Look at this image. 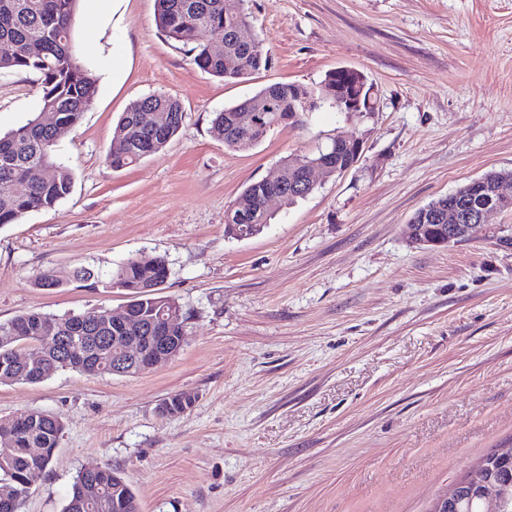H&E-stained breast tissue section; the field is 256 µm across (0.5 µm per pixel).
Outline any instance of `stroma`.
Wrapping results in <instances>:
<instances>
[{
    "label": "stroma",
    "mask_w": 512,
    "mask_h": 512,
    "mask_svg": "<svg viewBox=\"0 0 512 512\" xmlns=\"http://www.w3.org/2000/svg\"><path fill=\"white\" fill-rule=\"evenodd\" d=\"M268 69L227 82L202 71L155 20V0H80L76 51L97 96L60 144L73 183L55 208L0 228V321L105 307L128 258L163 257V292L188 313L187 342L136 376L61 371L0 384V419L61 417L50 467L19 512H62L81 470L109 467L141 512H427L490 450L512 442V247L494 230L445 247L413 243L418 209L491 170H512V0H248ZM346 66L368 112L322 107L245 151L211 119L278 82L307 86ZM179 100L159 153L105 161L141 97ZM34 74L0 77V134L37 108ZM336 136L363 142L246 238L226 211L282 160ZM95 270L96 288L33 286L53 269ZM177 392L194 406L164 416ZM197 400L195 394L180 392L164 399L158 406V411L164 416H176L191 409Z\"/></svg>",
    "instance_id": "stroma-1"
}]
</instances>
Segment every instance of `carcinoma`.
<instances>
[{"label": "carcinoma", "instance_id": "obj_1", "mask_svg": "<svg viewBox=\"0 0 512 512\" xmlns=\"http://www.w3.org/2000/svg\"><path fill=\"white\" fill-rule=\"evenodd\" d=\"M79 0H0V76L25 71L39 76L38 111L53 112L54 123L44 125L31 115L23 125L0 136V227L19 222L32 211L51 209L69 193L73 173L58 155L57 133L77 127L92 105L98 91L95 71L82 60L73 46L74 19ZM246 0H156V23L165 35L190 46L193 61L202 70L226 80L244 79L270 64L263 51H254L237 38L240 28L249 26ZM343 68L326 74L315 87L295 83H275L256 96L217 112L212 132L233 150H246L258 144L279 126L301 125L306 110L303 103L312 98L323 101L326 89L344 85ZM267 101L271 111L260 115L255 102ZM147 110L166 114L165 124L153 128L140 121ZM182 104L164 94H151L129 104L117 124L105 159L114 169L132 166L162 148L179 132L184 122ZM328 158L334 165L345 162L351 150L325 146L285 159L281 164L280 197L290 205L307 197L313 187L303 184L302 163L307 159ZM36 167L49 169L39 181L30 178ZM269 187L262 181L250 184L237 198L225 217V231L235 237L257 233L269 214L265 197ZM487 203L463 185L455 197H440L419 209L410 223L421 225L422 236L438 246L448 231V208L477 211ZM168 278V267L161 257L140 256L127 259L113 272L106 287L119 285L129 292V321L112 324L102 320L103 309L83 312L85 323L70 326L68 316L27 312L0 323V383H40L59 371L71 369L83 374L105 375L109 365L94 355L99 339L113 336H178L188 316L160 288ZM73 282L99 283L88 267H77L60 275L44 271L33 285L44 290L63 288ZM72 336L83 361L64 363L60 350L46 343L41 362L33 367L22 362L21 346L42 336ZM197 395L180 392L158 406L163 416H176L191 409ZM62 420L39 410L28 411L0 422V512H17L12 500L15 490L36 472L46 470L53 461ZM493 477L512 478V460L491 451L482 459ZM109 504L107 512H140L131 486L109 467L77 475L63 512H100V501Z\"/></svg>", "mask_w": 512, "mask_h": 512}]
</instances>
